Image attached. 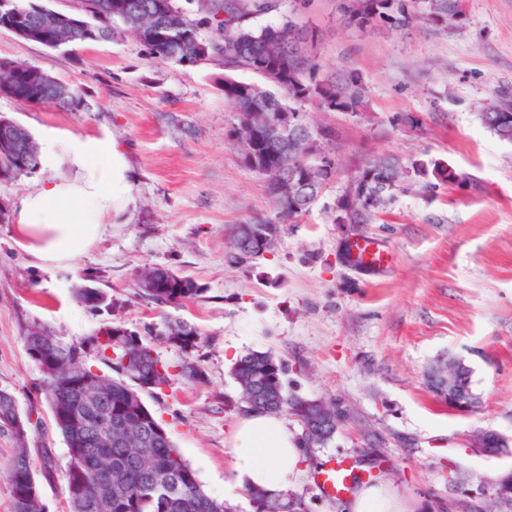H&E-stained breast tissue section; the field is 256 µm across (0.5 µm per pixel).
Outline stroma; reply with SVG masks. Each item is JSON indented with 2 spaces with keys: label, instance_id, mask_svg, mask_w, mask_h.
<instances>
[{
  "label": "stroma",
  "instance_id": "stroma-1",
  "mask_svg": "<svg viewBox=\"0 0 512 512\" xmlns=\"http://www.w3.org/2000/svg\"><path fill=\"white\" fill-rule=\"evenodd\" d=\"M462 5V21L445 31L423 22L358 30L344 22L339 0H280V14L316 31L324 72L354 71L366 86L365 117L310 111L335 128L337 154L432 160L472 180L398 193L363 227L391 257L371 273L338 250L347 228L332 223L329 209L343 173L270 252L228 262V229L272 210L227 137L234 114L218 70L150 62L131 36L52 50L0 28V60L42 67L89 105L66 111L0 95V115L37 141L49 129L108 130L127 148L138 196L128 223L52 269L15 245L12 220L0 222V389L36 426L29 447L45 512H68V449L40 392L24 324L36 319L78 341L112 323L139 331L172 317L199 331L195 358L206 380L142 399L227 512H254L233 484L232 458L242 419L232 368L252 351L284 365L289 394L346 415L331 441L304 449L289 479L286 492L305 512H344V500L313 479L330 457L349 459L353 477L381 488L399 512H512L496 492L512 475V446L490 455L471 445L484 431L512 443V142L479 119L497 90L512 89V0ZM407 113L419 127L401 123ZM145 263L192 278L201 297L178 308L147 303L134 282ZM86 277L111 297L110 310L77 302L73 288ZM449 355L469 367L476 408L448 406L428 389L426 371Z\"/></svg>",
  "mask_w": 512,
  "mask_h": 512
}]
</instances>
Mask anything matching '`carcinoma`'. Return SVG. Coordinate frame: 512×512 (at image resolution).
<instances>
[{
  "mask_svg": "<svg viewBox=\"0 0 512 512\" xmlns=\"http://www.w3.org/2000/svg\"><path fill=\"white\" fill-rule=\"evenodd\" d=\"M13 18L0 15V27L24 26L35 29V39L54 48L56 31L43 23L44 14L27 0H15ZM165 0H88L89 7L71 16V45L87 41L95 32L103 40L132 35L153 62L181 66H209L223 71L224 100L235 112L228 134L238 142L250 133V126L271 125L287 112L300 123L288 135L300 138L291 151L271 136L253 143L249 162L241 165L256 174L265 187L288 178L292 169L307 178L297 209L284 206L285 196L269 190L274 218L260 225L259 246L271 250L284 226L295 224L309 212L322 191L333 181L339 160L330 145L336 134L324 126L315 131L303 119L307 107L323 112L358 116L366 112V88L361 77L348 73L332 79L321 73L313 53V31L300 27L289 15L275 23L256 26L250 20L277 10L275 0H204V17L196 19L172 0L176 12L161 10ZM426 19L445 28L461 16L459 0H426ZM417 0H341L344 22L364 29L376 25L405 27L418 18ZM247 70L260 78L242 88L235 72ZM3 94L20 104L46 103L78 111L84 102L78 90L59 99L47 78L20 64L0 61ZM496 111L507 118L512 131V90L501 89L484 111ZM451 180L449 168L414 160L405 165L395 157L375 156L362 163L348 177L336 196L334 215L352 212V222L370 224L406 186L428 176ZM153 275V287L138 288V295L156 305L179 306L202 295L203 289L191 278L167 266L142 268L139 285ZM77 301L91 311L112 308V299L100 288L80 284ZM177 347L184 359L171 370L155 350L153 336ZM30 358L42 373V391L54 424L69 454L66 495L69 512H226L224 503L207 494L196 472L183 459L165 429L145 406L142 394H158L180 379L201 383L204 373L193 358L199 347V332L183 320L170 319L162 330L141 334L120 325L101 327L79 342H69L47 325L35 320L22 328ZM96 359L116 373L111 376L87 368L85 360ZM239 385L237 407L241 414H287L301 424V447H317L329 441L328 428L317 418L314 400L288 395L282 381V365L267 352L254 351L241 357L233 367ZM0 430L11 434L16 452L9 469L14 512H45L29 456L30 426L23 418L15 397L0 390ZM255 512H301L292 499L267 497L248 490Z\"/></svg>",
  "mask_w": 512,
  "mask_h": 512,
  "instance_id": "cac0c4a2",
  "label": "carcinoma"
}]
</instances>
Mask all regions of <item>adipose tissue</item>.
<instances>
[{"label":"adipose tissue","mask_w":512,"mask_h":512,"mask_svg":"<svg viewBox=\"0 0 512 512\" xmlns=\"http://www.w3.org/2000/svg\"><path fill=\"white\" fill-rule=\"evenodd\" d=\"M43 164L52 172L20 201L15 244L44 268L89 252L113 225L128 223L137 205L126 150L108 131H51ZM67 173L55 175L58 166ZM238 486L282 493L304 461L299 441L282 416L254 413L239 424L232 449Z\"/></svg>","instance_id":"1"}]
</instances>
